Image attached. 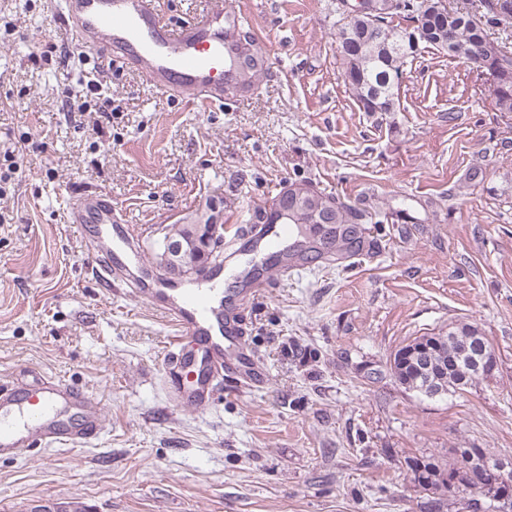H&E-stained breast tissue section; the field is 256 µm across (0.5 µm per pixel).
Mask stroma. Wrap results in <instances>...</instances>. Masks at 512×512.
Here are the masks:
<instances>
[{
    "label": "stroma",
    "instance_id": "35a3bbf8",
    "mask_svg": "<svg viewBox=\"0 0 512 512\" xmlns=\"http://www.w3.org/2000/svg\"><path fill=\"white\" fill-rule=\"evenodd\" d=\"M236 2L270 68L219 108L84 55L49 0H0V152L29 140L0 198V381L52 376L102 406L84 443L0 457V512H512L425 491L409 466L460 448L512 459V112L434 48L404 65L399 111H360L336 51L340 0ZM95 70L118 111L69 110L93 101L78 81ZM295 181L411 207L366 225L373 252L258 289L245 315L264 388L227 376L205 411L171 402L175 330L95 278L74 196H111L152 263L168 225L210 208L239 223ZM456 321L494 343L491 379L405 390L390 355Z\"/></svg>",
    "mask_w": 512,
    "mask_h": 512
}]
</instances>
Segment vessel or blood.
I'll list each match as a JSON object with an SVG mask.
<instances>
[{"mask_svg": "<svg viewBox=\"0 0 512 512\" xmlns=\"http://www.w3.org/2000/svg\"><path fill=\"white\" fill-rule=\"evenodd\" d=\"M53 8L89 53L142 73L154 89L181 101L210 107L248 97L251 74L262 66L240 37L245 17L231 0H205L181 22L166 17L161 0H55ZM69 215L72 223L88 228L105 259L99 276L132 285L135 296L174 327L169 363L187 380L179 391L183 403L207 407L225 372L248 388L266 383L246 344L241 305L274 274L291 269L288 248L298 240L295 225L275 219L248 233L240 225H225L226 250L248 257V266L213 267L202 286L179 290L144 263L110 197L79 196ZM99 428V411L89 397L58 379L0 385V455H18L37 441L71 445Z\"/></svg>", "mask_w": 512, "mask_h": 512, "instance_id": "1", "label": "vessel or blood"}]
</instances>
